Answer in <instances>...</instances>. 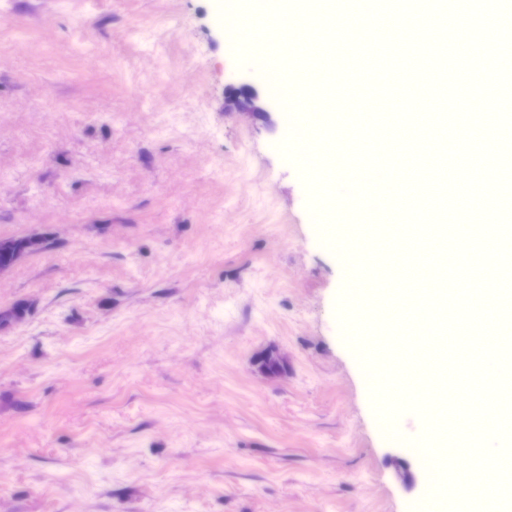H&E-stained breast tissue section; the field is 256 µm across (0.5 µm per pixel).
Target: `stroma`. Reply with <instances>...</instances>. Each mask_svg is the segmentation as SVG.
Masks as SVG:
<instances>
[{
	"label": "stroma",
	"mask_w": 512,
	"mask_h": 512,
	"mask_svg": "<svg viewBox=\"0 0 512 512\" xmlns=\"http://www.w3.org/2000/svg\"><path fill=\"white\" fill-rule=\"evenodd\" d=\"M223 0H0V512H407L342 269ZM277 361L268 371L265 358Z\"/></svg>",
	"instance_id": "1"
}]
</instances>
